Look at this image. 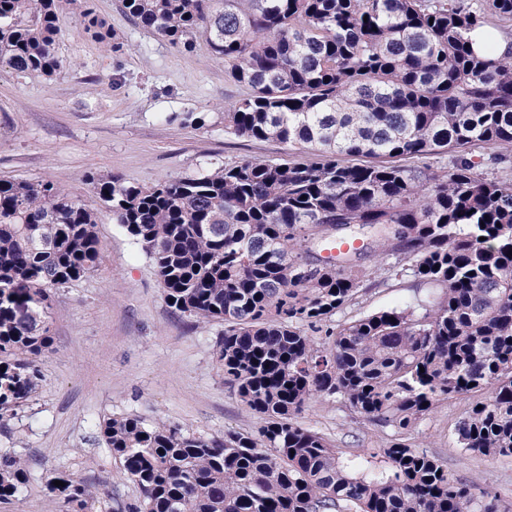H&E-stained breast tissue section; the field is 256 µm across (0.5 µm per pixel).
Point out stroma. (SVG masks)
<instances>
[{"label": "stroma", "mask_w": 512, "mask_h": 512, "mask_svg": "<svg viewBox=\"0 0 512 512\" xmlns=\"http://www.w3.org/2000/svg\"><path fill=\"white\" fill-rule=\"evenodd\" d=\"M120 51L83 30L73 13L59 14V55L66 70L53 78L0 69V178L61 183L97 217L104 245L94 271L54 290L53 349L39 360L42 386L18 416L0 425V455L27 460L32 478L0 512H50L46 482L66 470L105 481L100 512H122L138 489L99 438L100 421L132 415L163 420L207 436L253 431L261 422L239 401L214 365L221 325L203 324L171 309L142 246L112 215L89 181L117 174L151 186L244 159L274 161L287 150L274 140L224 131L223 110L245 89L204 46L186 50L138 26L121 0H94ZM206 112L209 128L180 124L179 115ZM412 279L362 291L345 321L423 298ZM478 394L441 402L411 444L439 460L455 480L496 492L512 512V456L465 452L456 427ZM301 421L343 452L383 446L387 429L341 404L319 399Z\"/></svg>", "instance_id": "obj_1"}]
</instances>
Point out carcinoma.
I'll return each mask as SVG.
<instances>
[{
	"instance_id": "carcinoma-1",
	"label": "carcinoma",
	"mask_w": 512,
	"mask_h": 512,
	"mask_svg": "<svg viewBox=\"0 0 512 512\" xmlns=\"http://www.w3.org/2000/svg\"><path fill=\"white\" fill-rule=\"evenodd\" d=\"M140 27L191 50L203 40L248 93L224 131L309 149L302 163L242 160L151 187L90 178L152 261L165 301L224 324L213 354L263 424L222 437L129 416L98 424L141 497L126 512H498L407 443L445 400L485 391L461 448L512 455V180L489 178L475 145L512 147V56L468 34L512 0H121ZM120 49L91 0H0V68L55 77L58 14ZM452 152L439 174L425 159ZM370 241L319 264L314 244ZM94 214L52 181L0 179V420L36 393L53 346L51 290L92 271ZM375 257L373 266L358 264ZM411 277L416 304L333 323L366 288ZM424 371H419V368ZM338 399L392 432L343 453L299 417ZM0 457V503L30 480ZM61 485H54V481ZM56 512H96L101 489L68 471L47 482Z\"/></svg>"
}]
</instances>
